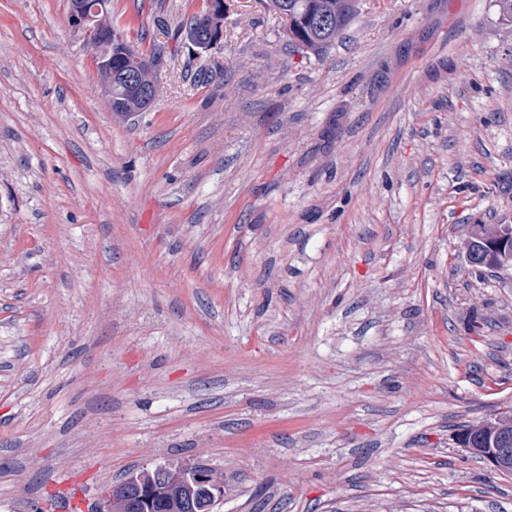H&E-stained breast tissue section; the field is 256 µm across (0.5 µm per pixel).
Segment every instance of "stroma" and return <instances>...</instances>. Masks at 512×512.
Wrapping results in <instances>:
<instances>
[{
    "label": "stroma",
    "mask_w": 512,
    "mask_h": 512,
    "mask_svg": "<svg viewBox=\"0 0 512 512\" xmlns=\"http://www.w3.org/2000/svg\"><path fill=\"white\" fill-rule=\"evenodd\" d=\"M109 0L159 51L112 111L69 0H0V512L158 465L214 512H512L456 441L512 406V22L360 0L323 56L263 0ZM512 224H472L467 243L466 259L472 272L481 278L484 272H493L499 267V251L497 245L507 235L505 246L511 247ZM470 263H476L474 269Z\"/></svg>",
    "instance_id": "stroma-1"
}]
</instances>
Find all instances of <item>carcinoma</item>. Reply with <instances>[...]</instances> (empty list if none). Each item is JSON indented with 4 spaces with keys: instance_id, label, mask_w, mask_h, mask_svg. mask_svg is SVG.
I'll use <instances>...</instances> for the list:
<instances>
[{
    "instance_id": "1",
    "label": "carcinoma",
    "mask_w": 512,
    "mask_h": 512,
    "mask_svg": "<svg viewBox=\"0 0 512 512\" xmlns=\"http://www.w3.org/2000/svg\"><path fill=\"white\" fill-rule=\"evenodd\" d=\"M268 7L286 17L284 37L289 45L314 56L326 52L358 12L357 0H269ZM510 234L512 224L470 225L466 259L476 264L474 273L498 270L496 246L502 242L511 246Z\"/></svg>"
}]
</instances>
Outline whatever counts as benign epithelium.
<instances>
[{
	"instance_id": "benign-epithelium-1",
	"label": "benign epithelium",
	"mask_w": 512,
	"mask_h": 512,
	"mask_svg": "<svg viewBox=\"0 0 512 512\" xmlns=\"http://www.w3.org/2000/svg\"><path fill=\"white\" fill-rule=\"evenodd\" d=\"M70 12L83 40L95 51L96 65L102 74V82L107 97H112L114 88L123 80L126 89L140 92L143 101L150 105L157 94V82L150 57L134 49L129 51V70L117 74L112 71V58L100 51V40L104 33L103 9L90 0H70ZM489 448H470L468 452L477 454L486 462L492 473L512 472V437L494 438ZM165 484L186 490L178 496L175 512H201L210 510L224 496V476L199 465L180 466L176 469L159 466L128 483H119L105 496L103 512H136L140 505L149 500L157 486ZM205 498L195 497V492Z\"/></svg>"
}]
</instances>
